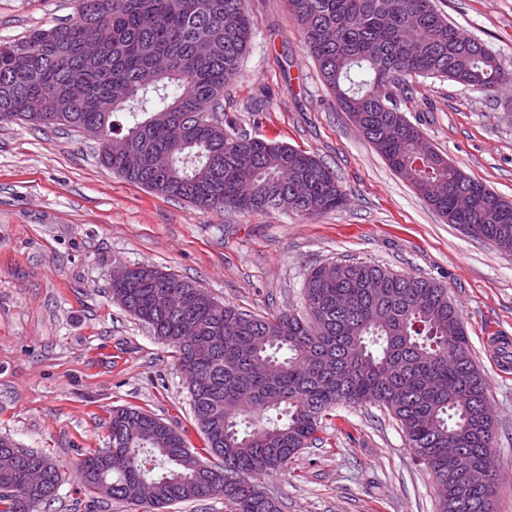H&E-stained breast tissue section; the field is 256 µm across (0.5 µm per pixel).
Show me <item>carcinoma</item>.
Wrapping results in <instances>:
<instances>
[{"label": "carcinoma", "mask_w": 512, "mask_h": 512, "mask_svg": "<svg viewBox=\"0 0 512 512\" xmlns=\"http://www.w3.org/2000/svg\"><path fill=\"white\" fill-rule=\"evenodd\" d=\"M304 44L344 112L450 224L512 254V202L450 163L409 121L413 77L447 78L487 98L512 72L434 0H289ZM253 35L249 0H78L68 24L0 42V123L126 139L132 163L101 153L129 182L204 211L342 209L346 193L314 156L251 137L227 117L224 85ZM112 299L174 349L203 447L137 408L115 407L110 446L81 479L97 502L163 509L222 498L228 512H280L261 479L318 440L338 404H378L400 423L440 489V512H494L486 453V380L458 307L439 282L366 262L313 267L306 314L254 315L173 273L136 268ZM63 480L20 449L0 470V512H38Z\"/></svg>", "instance_id": "carcinoma-1"}]
</instances>
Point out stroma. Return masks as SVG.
Here are the masks:
<instances>
[{
  "label": "stroma",
  "instance_id": "35a3bbf8",
  "mask_svg": "<svg viewBox=\"0 0 512 512\" xmlns=\"http://www.w3.org/2000/svg\"><path fill=\"white\" fill-rule=\"evenodd\" d=\"M465 35L512 68V0H435ZM254 35L224 87V110L250 136L303 149L332 169L343 211L204 212L128 182L96 139L64 127L0 124V438L49 455L64 481L46 512L100 507L80 479L102 422L134 406L201 433L170 348L110 293L116 264L173 273L255 314H304L316 264L349 259L445 285L487 379L500 475L496 512H512V370L488 338L512 336V255L446 223L395 174L326 91L288 0H250ZM77 0H0V41L68 23ZM408 119L470 177L512 201V84L489 99L457 83L412 81ZM319 439L262 489L282 512H438L431 471L375 405L341 404Z\"/></svg>",
  "mask_w": 512,
  "mask_h": 512
}]
</instances>
